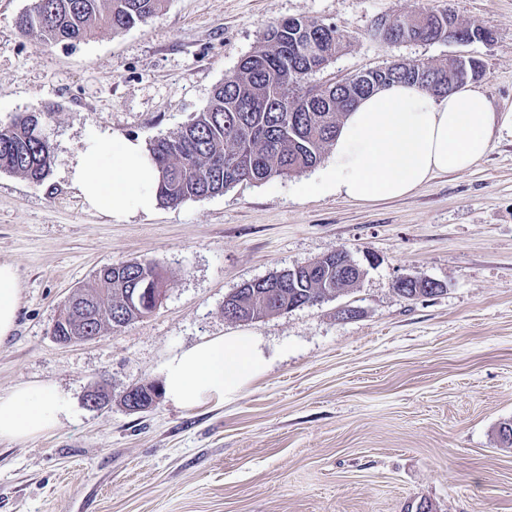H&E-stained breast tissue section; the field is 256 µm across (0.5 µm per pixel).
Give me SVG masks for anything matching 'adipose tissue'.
<instances>
[{
    "label": "adipose tissue",
    "instance_id": "adipose-tissue-1",
    "mask_svg": "<svg viewBox=\"0 0 512 512\" xmlns=\"http://www.w3.org/2000/svg\"><path fill=\"white\" fill-rule=\"evenodd\" d=\"M497 136L512 138V110H490L474 90L437 96L394 83L362 99L344 118L317 186L359 203L401 198L436 174L468 170ZM69 179L89 208L112 216L148 213L157 204L159 170L138 139L91 132L70 162ZM20 299L14 266L0 263V343L15 331ZM267 363L261 341L249 333L216 338L166 360L163 393L184 408L230 400L259 379ZM67 411L49 384L0 393V439L44 435Z\"/></svg>",
    "mask_w": 512,
    "mask_h": 512
}]
</instances>
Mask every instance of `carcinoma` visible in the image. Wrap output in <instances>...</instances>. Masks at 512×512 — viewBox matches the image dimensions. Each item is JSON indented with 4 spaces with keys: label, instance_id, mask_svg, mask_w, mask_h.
Returning <instances> with one entry per match:
<instances>
[{
    "label": "carcinoma",
    "instance_id": "obj_1",
    "mask_svg": "<svg viewBox=\"0 0 512 512\" xmlns=\"http://www.w3.org/2000/svg\"><path fill=\"white\" fill-rule=\"evenodd\" d=\"M163 0H34L20 18L22 32H36L47 43L80 42L102 28L114 32L136 26L161 8ZM444 13L411 10L393 18L390 41L438 40L432 20ZM457 40H480L488 31L455 23ZM348 45L334 24L288 18L271 25L261 44L217 85L207 105L171 136L148 150L158 170V201L177 206L188 199L224 193L242 182L264 183L290 177L321 162L347 112L364 96L395 82L421 84L435 95L449 92L459 74L478 78L482 64L459 57L437 64L390 62L338 82L308 84ZM49 112H23L0 122V170L42 183L54 162L52 143L37 126ZM312 274L275 278L234 294L238 321L290 312L315 298L336 293V263ZM155 262L111 264L98 272L96 287L83 292L95 305L84 323L101 336L141 317L138 296L156 288Z\"/></svg>",
    "mask_w": 512,
    "mask_h": 512
}]
</instances>
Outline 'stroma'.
Instances as JSON below:
<instances>
[{
    "instance_id": "1",
    "label": "stroma",
    "mask_w": 512,
    "mask_h": 512,
    "mask_svg": "<svg viewBox=\"0 0 512 512\" xmlns=\"http://www.w3.org/2000/svg\"><path fill=\"white\" fill-rule=\"evenodd\" d=\"M33 0H0V121L53 109L55 163L39 185L0 171V262L21 305L0 344V392L48 383L69 413L49 434L0 439V512H512V139L472 168L403 198L360 204L312 190L316 169L243 182L211 197L115 218L67 178L94 129L151 142L172 135L288 18L335 24L346 50L312 75L338 81L391 60L473 57L471 86L512 109V0H164L145 23L76 44L22 34ZM452 11L489 41L376 38L414 5ZM346 252L353 286L287 313L229 321L244 283ZM155 260L167 280L148 317L68 346L52 327L70 293L105 265ZM438 283L409 299L404 277ZM355 316L343 318L341 307ZM245 330L270 359L236 398L142 412L132 386L161 383L166 359ZM112 392L93 409L99 382Z\"/></svg>"
}]
</instances>
